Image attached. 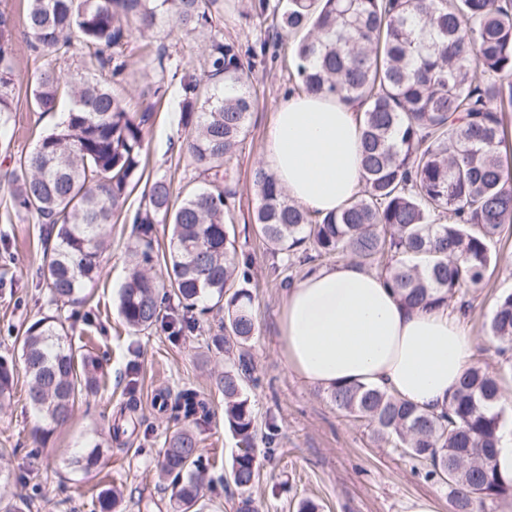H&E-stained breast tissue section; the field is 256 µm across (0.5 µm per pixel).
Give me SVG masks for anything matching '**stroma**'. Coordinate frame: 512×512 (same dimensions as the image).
<instances>
[{
	"mask_svg": "<svg viewBox=\"0 0 512 512\" xmlns=\"http://www.w3.org/2000/svg\"><path fill=\"white\" fill-rule=\"evenodd\" d=\"M254 0H224L218 27L225 39L243 52L253 53L251 80L259 97L250 118L246 139L224 161V185L235 193L232 222L239 244L252 258L253 314L256 334L250 355L256 382L248 394L257 423L258 482L247 491L225 476L236 444L224 429V397L216 378L226 357L213 336L219 332L214 313L197 315L195 331L171 333L167 324L177 315L175 302H167L161 320L148 332L130 331L119 315V289L129 273V220L142 193L158 176H166L174 192L192 187L195 170L179 146L185 136L180 124L181 95L171 84L153 99L154 122L146 137L142 176L129 194L123 211L112 225V248L90 300L82 305L55 308L34 273L47 245L46 230L36 217L13 206L11 173L20 156L30 153L43 134L61 123L70 101L61 98L55 111H33L28 104L27 82L47 67L74 79L92 76L84 50L40 56L32 53L24 35L26 0H0L14 29V68L18 76L11 112L0 115V357L14 360L13 398L0 411V465L14 469L16 477L0 487V500H32L31 512H99L98 498L112 488L122 493L119 512H174L173 488L159 480L158 461L170 435L158 411L161 391L177 392L194 386L213 402L210 422L197 431L200 454L206 465L207 512H236L243 498H251L257 512H296L301 500L319 503L321 512H407L417 498H430L437 512H452L447 486L429 478L428 463L401 455L378 441L372 427L353 421L339 410L329 392L303 382L285 363L278 342L282 306L287 289L271 275L272 259L255 232L258 198L252 173L267 144L274 113L295 85L292 38L276 43L275 57L259 56L271 29V16L255 15ZM164 44L172 64L202 69L201 40L162 25L134 36L127 53L131 66L125 91L139 99L142 90L157 84L160 75L143 57V44ZM491 250L500 255L490 267L482 287L448 303L472 335L474 362L491 371L512 366V351L501 353L489 337V323L499 297L512 290V233L495 238ZM60 314L74 345L105 356L102 384L96 396L79 402L68 426L37 434L40 420L27 400V378L17 360L27 323ZM136 404L141 434L127 445L107 443L98 468L83 473L69 467L82 447L107 433L116 413Z\"/></svg>",
	"mask_w": 512,
	"mask_h": 512,
	"instance_id": "obj_1",
	"label": "stroma"
}]
</instances>
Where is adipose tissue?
I'll use <instances>...</instances> for the list:
<instances>
[{"instance_id": "ef3b65f1", "label": "adipose tissue", "mask_w": 512, "mask_h": 512, "mask_svg": "<svg viewBox=\"0 0 512 512\" xmlns=\"http://www.w3.org/2000/svg\"><path fill=\"white\" fill-rule=\"evenodd\" d=\"M359 110L299 93L275 112L262 167L313 214L336 211L363 186ZM279 341L288 366L310 385L377 386L433 413L447 408L474 353L470 333L447 306L408 308L382 278L351 262L289 288Z\"/></svg>"}]
</instances>
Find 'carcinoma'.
I'll return each mask as SVG.
<instances>
[{"label": "carcinoma", "instance_id": "carcinoma-1", "mask_svg": "<svg viewBox=\"0 0 512 512\" xmlns=\"http://www.w3.org/2000/svg\"><path fill=\"white\" fill-rule=\"evenodd\" d=\"M25 35L47 54L77 46L90 50L99 72L72 81L47 68L29 83L37 112L71 99L66 117L43 135L11 174L17 209L48 225L51 245L38 268L49 301L81 303L100 276L111 248L110 224L122 211L142 165L151 107L136 109L114 88L128 68L125 48L171 22L208 36L206 69H172L163 45H144L161 75L179 79L182 151L205 186L172 201L160 177L145 190L133 216L132 268L120 289L119 310L134 332L152 329L161 304L176 298L193 332L197 308L222 311L215 345L242 350L224 370V429L237 445L233 484L246 490L258 478L256 418L247 394L254 366L244 353L256 331L251 264L238 257L224 191V158L245 139L257 98L252 65L216 31L223 0H27ZM272 28L295 40L302 91L367 103L361 125L364 189L322 218L292 203L277 180L254 171L259 204L254 223L269 246L270 273L280 275L298 253L304 259L350 256L383 278L410 307L430 308L480 287L493 256L492 239L512 226V167L499 148L512 111V0H286ZM14 44L0 14V113L12 111ZM157 224L172 226L163 257L168 281L153 273ZM492 337L512 349V291L502 294L489 324ZM28 399L42 422L64 427L76 401L98 392L103 364L73 347L64 323L44 315L23 331ZM503 375L470 367L431 415L377 387L361 383L330 392L336 406L372 426L403 454L430 464L448 485L453 512H485L512 501V479L494 458L504 429ZM14 365L0 358V407L11 401ZM173 426L159 461L175 488L176 512H201L204 481L193 428L209 423L211 401L192 386L160 398ZM103 456L96 443L72 459L89 471Z\"/></svg>", "mask_w": 512, "mask_h": 512}]
</instances>
